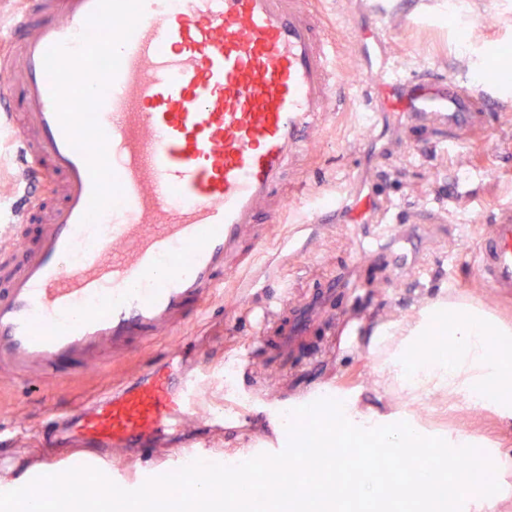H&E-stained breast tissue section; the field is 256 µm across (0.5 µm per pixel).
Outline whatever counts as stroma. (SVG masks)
Segmentation results:
<instances>
[{
    "label": "stroma",
    "instance_id": "stroma-1",
    "mask_svg": "<svg viewBox=\"0 0 512 512\" xmlns=\"http://www.w3.org/2000/svg\"><path fill=\"white\" fill-rule=\"evenodd\" d=\"M392 2L395 10L384 21L389 51L409 72L426 76L439 69L478 82L496 81L504 99L484 105L483 128L462 144L452 125L392 112L365 133L358 149L353 110L332 113L300 174L291 178L294 211L254 254L257 276L277 285L286 317H300V334L286 358L276 357L278 324L264 326L238 312L240 305L261 303L262 295L236 297L221 288L212 304L215 318L177 338L157 336L154 349L161 353L179 341L190 350H212L217 365L203 384L201 411L224 416L220 427L189 426L198 449L184 454L173 446L163 448L161 469L176 471L192 460L250 459L287 447L289 437L268 409L300 407L327 383L334 384L337 398L358 401L379 416L409 420L422 435L444 439L463 432L481 448L512 453V424L492 411L453 405L439 393L413 397L379 385L377 374L380 333L420 323L434 304H471L512 328V299L491 296L476 270L480 234L497 214L512 211V77L503 81L498 75L502 61H512V0H466L476 22L458 34L437 23L446 0ZM356 166L374 176L378 190L379 207L368 223H302L301 179L340 185L351 198L362 196L365 188L349 176ZM19 169L14 137L0 135V234L7 233L23 193ZM464 171L469 174L465 180L460 177ZM384 213L400 219L394 235L384 234L378 223ZM292 238L303 251L289 250ZM377 249L405 253V266L395 269L368 259V252ZM102 357L111 363L107 371L69 372L51 381L34 378L21 384L0 373V420L21 428L14 464L0 465V486L44 474L37 463L35 425L47 408L69 412L118 388L140 364L135 356L113 360L108 350ZM228 362L235 366L229 381L224 378Z\"/></svg>",
    "mask_w": 512,
    "mask_h": 512
}]
</instances>
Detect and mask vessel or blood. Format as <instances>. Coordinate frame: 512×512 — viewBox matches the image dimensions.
Returning a JSON list of instances; mask_svg holds the SVG:
<instances>
[{
    "label": "vessel or blood",
    "instance_id": "b4317fda",
    "mask_svg": "<svg viewBox=\"0 0 512 512\" xmlns=\"http://www.w3.org/2000/svg\"><path fill=\"white\" fill-rule=\"evenodd\" d=\"M18 2L0 43V129L22 144L23 180L47 187L15 214L35 225L34 244L16 231L0 249V370L46 379L66 364L103 368L104 345L116 357L147 349L207 319L223 277L243 287L254 247L288 206L289 170L339 107L341 43L364 62L372 114L451 121L465 141L478 128L474 92L453 74L425 82L395 71L387 0L340 42L320 0ZM95 77L107 93L88 90ZM49 196L60 199L50 210ZM374 204L339 198L307 221L355 220ZM478 254L483 284L511 298V212L481 235ZM198 389L169 359L54 425L97 455L148 452L199 417Z\"/></svg>",
    "mask_w": 512,
    "mask_h": 512
}]
</instances>
